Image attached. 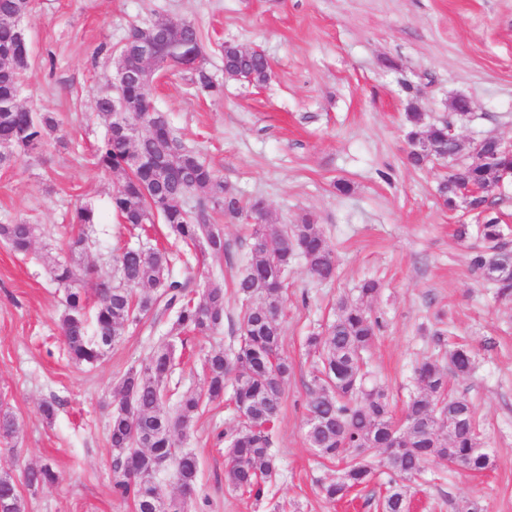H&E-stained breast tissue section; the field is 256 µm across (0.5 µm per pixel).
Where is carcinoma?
Instances as JSON below:
<instances>
[{
	"label": "carcinoma",
	"mask_w": 512,
	"mask_h": 512,
	"mask_svg": "<svg viewBox=\"0 0 512 512\" xmlns=\"http://www.w3.org/2000/svg\"><path fill=\"white\" fill-rule=\"evenodd\" d=\"M30 13V0H0V166H8L30 149H44L58 131L56 118L20 104L23 76L29 66V48L22 47L18 20ZM156 39L178 40L188 48L204 51L201 34L191 21L180 24L159 22ZM224 77L261 86L270 78V66L263 51L246 53L233 41L221 45ZM114 69L126 73L123 88L125 112L113 114L112 88L95 102L108 119L106 134L96 148L99 169L121 176L112 195L111 208L120 223L141 227L154 217L168 226L184 246L183 256L199 254L221 258L227 250L224 229L215 216L244 219L252 225L249 251L235 279V293L243 300L239 314V340L230 352L209 351L204 358L207 374L205 394L183 392L174 411L164 404L167 382L175 358L171 345L153 351L139 368L129 369L112 391L113 402L108 438L115 452L113 489L133 501L136 512H154L153 503L166 504L168 512H185L197 493L199 461L195 454L174 446L175 434L191 428L202 406L222 402L227 385L238 422L234 429L218 434L227 444L224 481L228 487L257 501L266 496V479L276 468L271 430L284 400L285 384L293 371L280 352V315L288 271L296 258L304 260L313 280L335 277L333 250L310 215L298 224H272L261 198L243 201L197 152L188 149L163 112L147 114L152 103V81L144 74L140 58L120 46L110 54ZM168 69L192 74L193 84L213 95L222 93L206 67H193L180 56L171 57ZM407 137L414 142L431 138L435 153L454 151L448 139V125L423 128V113L414 102L405 112ZM512 159L495 155L494 140L485 147V159L460 167L438 186L449 207H468L477 222V234L485 248L473 253L471 266L497 285L498 294L512 297V251L502 247L503 232L498 218L491 217L488 193L501 186ZM473 184L482 193L463 204L462 189ZM98 214L88 205L76 208L73 223L80 227L97 223ZM38 225L16 222L0 224V239L14 251L30 250ZM87 249L84 232L70 238V259L44 257L53 281L65 291L61 329L71 359L81 365L98 363L119 341L126 327L145 318L155 321L166 313L174 315V329L207 334L224 326V283L211 281L199 287L192 278L176 279L171 274L175 257L165 248L126 247L113 257L117 280L103 279L95 289L93 317H87L85 295L73 286L78 278L72 259ZM381 293L376 280H365L358 299L341 298L338 315L325 332L307 336L308 349L318 362L308 384L307 416L324 421L323 430L310 447L327 461L341 460L340 477L324 485L328 501H340L374 478V464L367 452L385 442L381 428L392 424L390 402L385 391L367 386L363 354L377 337L379 320L372 317L370 304ZM474 366V353L465 346L448 350L445 360L428 358L416 369L419 391L410 398L404 414L403 431L386 442L387 468L392 473L381 512H409L407 482L416 479L425 464L445 460L466 470L482 472L492 465L488 452L480 448L473 405L464 396H450L447 377L467 376ZM460 404L466 421L438 433L426 432L437 404L448 410V402ZM171 469L179 496L166 494L160 474ZM144 475L153 478L145 488L134 481ZM59 472L45 463L25 472L24 484L38 488L58 482ZM0 512H24L17 483L9 476L0 480Z\"/></svg>",
	"instance_id": "carcinoma-1"
}]
</instances>
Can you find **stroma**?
Listing matches in <instances>:
<instances>
[{"instance_id":"1","label":"stroma","mask_w":512,"mask_h":512,"mask_svg":"<svg viewBox=\"0 0 512 512\" xmlns=\"http://www.w3.org/2000/svg\"><path fill=\"white\" fill-rule=\"evenodd\" d=\"M191 20L200 29L206 68L224 84L210 97L189 74L155 83L154 103L184 144L197 151L242 199L260 198L271 223L295 224L312 215L336 256V277L314 283L296 260L284 302L281 352L294 365L282 411L272 429L278 468L261 501L224 481L219 431L235 426L228 403L212 404L176 447L200 462L199 489L189 512H380L389 476L330 502L322 484L338 464L321 460L306 440L310 331L326 328L336 302L355 296L366 278L382 290L372 304L382 328L367 354L375 381L402 411L418 386L415 367L445 356L456 343L475 353L470 376H449L450 392L473 404L484 448L494 460L482 473L436 460L410 488L411 512H459L466 501L484 512H512V298L470 263L477 238L458 240L461 212L442 206L437 186L446 166L415 168L406 156L404 112L416 103L427 123L452 120L462 146L494 135L512 140V0H32L31 62L22 104L50 112L61 139L41 155L0 167V224L25 221L39 232L29 253L0 240V408L18 424L12 444L0 445V473L22 483L28 467L52 463L62 479L21 490L25 512H133L112 492L108 441L112 390L152 350L174 344L181 364L178 391H203L201 357L232 348L240 303L225 286L223 329L210 336L171 332L166 321L142 320L93 368L73 364L60 332L64 291L52 281L44 254L66 257L77 234L75 209L92 206L80 266L94 268L79 286L93 295L98 279L114 277L118 248L168 244L165 224L134 237L112 213L120 179L101 171L94 151L107 129L95 98L111 74L109 54L130 24ZM233 41L265 51L269 81L260 87L224 78L220 46ZM466 97L468 117L452 101ZM352 190L336 191L337 180ZM230 254L206 256L173 274L198 285L229 280L249 249V227L225 224ZM54 402L53 420L40 406Z\"/></svg>"}]
</instances>
